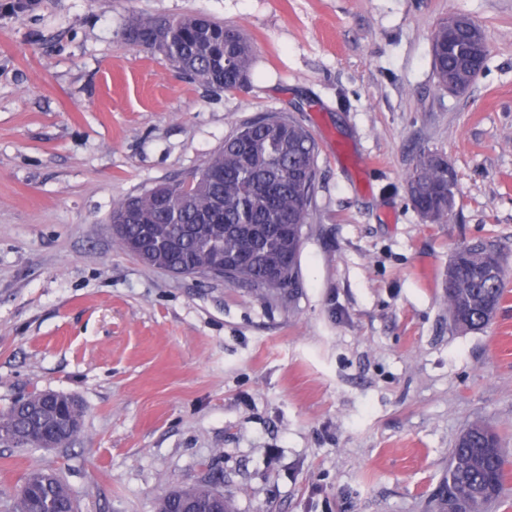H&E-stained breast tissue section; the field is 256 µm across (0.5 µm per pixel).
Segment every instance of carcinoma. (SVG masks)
<instances>
[{"instance_id": "cac0c4a2", "label": "carcinoma", "mask_w": 512, "mask_h": 512, "mask_svg": "<svg viewBox=\"0 0 512 512\" xmlns=\"http://www.w3.org/2000/svg\"><path fill=\"white\" fill-rule=\"evenodd\" d=\"M136 18L122 39L148 49L180 72L209 87L233 90L250 77L256 46L236 25L189 14L167 20ZM472 20L448 37L442 21L432 36L433 66L439 85L456 79L467 88L483 70L468 62ZM318 146L302 125L280 113H268L238 127L214 151L190 181H166L113 204L112 218L131 217L116 237L121 249L148 254L162 269L204 267L216 254L232 271L225 282L250 288L265 299L285 301L296 284L301 228L314 196ZM413 207L430 224H443L455 209L458 175L448 159L434 151L419 153L407 179ZM484 244L459 247L448 262L444 302L453 327L478 331L492 320L504 297L508 269L503 258L489 266ZM43 393L0 413V431L13 433L15 448H36L42 430H55L58 444H70L80 432L83 407L76 403L63 418L37 408ZM507 458L497 434L471 423L450 450L441 493L451 512H488L504 492ZM16 496L13 512H69L74 497L56 475L31 467ZM233 512L230 499L208 484L177 487L157 502V512Z\"/></svg>"}]
</instances>
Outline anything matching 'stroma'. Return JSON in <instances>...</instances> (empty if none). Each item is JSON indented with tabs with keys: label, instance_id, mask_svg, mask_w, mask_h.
Masks as SVG:
<instances>
[{
	"label": "stroma",
	"instance_id": "35a3bbf8",
	"mask_svg": "<svg viewBox=\"0 0 512 512\" xmlns=\"http://www.w3.org/2000/svg\"><path fill=\"white\" fill-rule=\"evenodd\" d=\"M0 0V413L78 399L65 448L0 446V512L31 466L80 512H154L214 479L235 512H438L448 454L482 420L507 453L512 273L483 330L454 329L442 281L483 241L512 270V0ZM464 14L485 69L440 89L431 36ZM201 14L257 46L241 88L124 44L135 17ZM266 112L319 146L299 286L286 302L146 265L114 202L200 168ZM458 175L447 223L412 206L423 150Z\"/></svg>",
	"mask_w": 512,
	"mask_h": 512
}]
</instances>
